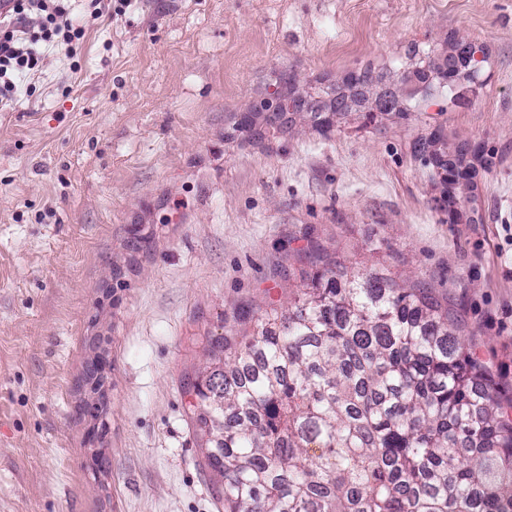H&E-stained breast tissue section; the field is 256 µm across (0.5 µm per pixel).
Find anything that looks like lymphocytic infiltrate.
<instances>
[{
    "label": "lymphocytic infiltrate",
    "mask_w": 512,
    "mask_h": 512,
    "mask_svg": "<svg viewBox=\"0 0 512 512\" xmlns=\"http://www.w3.org/2000/svg\"><path fill=\"white\" fill-rule=\"evenodd\" d=\"M132 0H14L0 17V108L17 101L25 76L38 72L47 51L75 52L86 30L77 13L109 21L125 13Z\"/></svg>",
    "instance_id": "lymphocytic-infiltrate-1"
}]
</instances>
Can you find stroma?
Instances as JSON below:
<instances>
[{
  "instance_id": "35a3bbf8",
  "label": "stroma",
  "mask_w": 512,
  "mask_h": 512,
  "mask_svg": "<svg viewBox=\"0 0 512 512\" xmlns=\"http://www.w3.org/2000/svg\"><path fill=\"white\" fill-rule=\"evenodd\" d=\"M85 26L0 111V512H224L191 383L319 248L432 289L512 399V0H142ZM452 35L487 55L469 105L277 109L283 76L397 80Z\"/></svg>"
}]
</instances>
